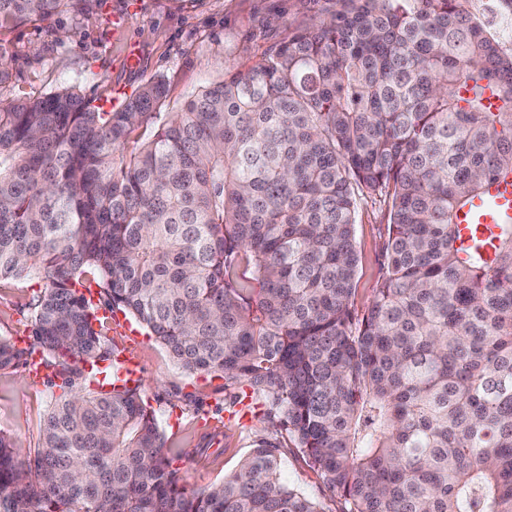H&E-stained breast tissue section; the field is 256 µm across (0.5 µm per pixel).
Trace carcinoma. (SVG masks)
Here are the masks:
<instances>
[{
	"label": "carcinoma",
	"instance_id": "cac0c4a2",
	"mask_svg": "<svg viewBox=\"0 0 512 512\" xmlns=\"http://www.w3.org/2000/svg\"><path fill=\"white\" fill-rule=\"evenodd\" d=\"M72 0H0V23ZM475 0H336L256 66L159 111L71 89L0 98V279L41 278L63 379L28 465L0 433V512H323L262 445L189 490L93 299L191 373L271 398L344 512H512V48ZM140 129L151 130L142 138ZM388 212L355 312L360 200ZM24 351L0 340V370Z\"/></svg>",
	"mask_w": 512,
	"mask_h": 512
}]
</instances>
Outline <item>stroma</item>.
Wrapping results in <instances>:
<instances>
[{
    "label": "stroma",
    "mask_w": 512,
    "mask_h": 512,
    "mask_svg": "<svg viewBox=\"0 0 512 512\" xmlns=\"http://www.w3.org/2000/svg\"><path fill=\"white\" fill-rule=\"evenodd\" d=\"M336 10L335 0H88L52 20L0 24V53L11 74L0 99L19 101L65 88L97 104L121 105L155 81L164 82L163 111H180L185 100L227 72L259 63L288 34L311 28ZM136 46V67L124 56ZM360 257L355 308L364 312L380 273L386 239L385 210L363 197L355 226ZM46 282H0V339L17 348L34 342L35 300ZM112 368L131 350L141 370L140 395L153 410L182 485L200 490L235 473L254 448L275 443L283 481L317 501L323 512H342L343 500L325 487L301 449L281 426L270 399L252 397L241 415L245 388L223 377L190 374L132 317L116 312L106 329ZM61 393L53 369L40 381L27 362L0 370V432L28 460L41 442L46 414Z\"/></svg>",
    "instance_id": "1"
}]
</instances>
